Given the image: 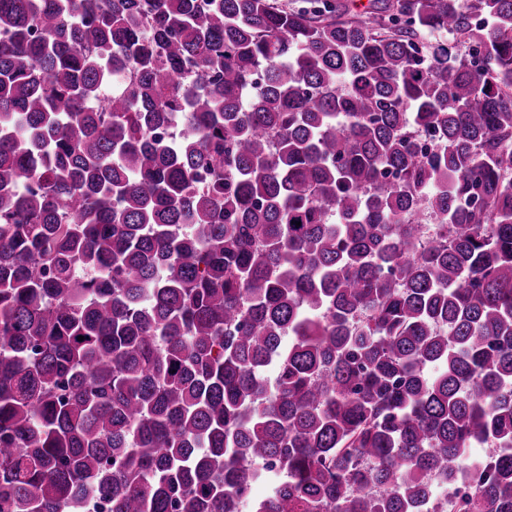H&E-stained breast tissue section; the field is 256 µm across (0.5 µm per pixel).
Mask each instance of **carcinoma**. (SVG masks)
<instances>
[{
    "mask_svg": "<svg viewBox=\"0 0 512 512\" xmlns=\"http://www.w3.org/2000/svg\"><path fill=\"white\" fill-rule=\"evenodd\" d=\"M304 2L0 0V512H512V0Z\"/></svg>",
    "mask_w": 512,
    "mask_h": 512,
    "instance_id": "cac0c4a2",
    "label": "carcinoma"
}]
</instances>
